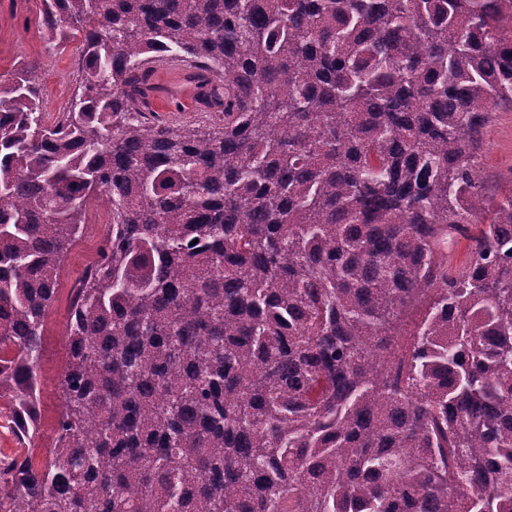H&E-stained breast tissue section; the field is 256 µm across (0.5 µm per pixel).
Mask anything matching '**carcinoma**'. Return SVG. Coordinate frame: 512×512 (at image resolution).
Masks as SVG:
<instances>
[{
	"label": "carcinoma",
	"mask_w": 512,
	"mask_h": 512,
	"mask_svg": "<svg viewBox=\"0 0 512 512\" xmlns=\"http://www.w3.org/2000/svg\"><path fill=\"white\" fill-rule=\"evenodd\" d=\"M45 123L0 87V400L36 441L46 318L92 198L43 460L0 512H512V0H41ZM193 69L221 124L151 115ZM469 242L450 270L444 245ZM172 63L183 69L182 76L178 79L172 80L170 79V76L167 72H164L158 68V65L154 67L151 74V82L155 87L153 99H167L171 97L176 99L179 97H184L186 99H195L197 101L196 95H192L190 86V84L194 85V83L189 78V74L191 72L190 69L181 65L180 63ZM184 75H186V79L190 84L184 80ZM484 135L482 165L490 196L512 194V105L492 112Z\"/></svg>",
	"instance_id": "carcinoma-1"
}]
</instances>
